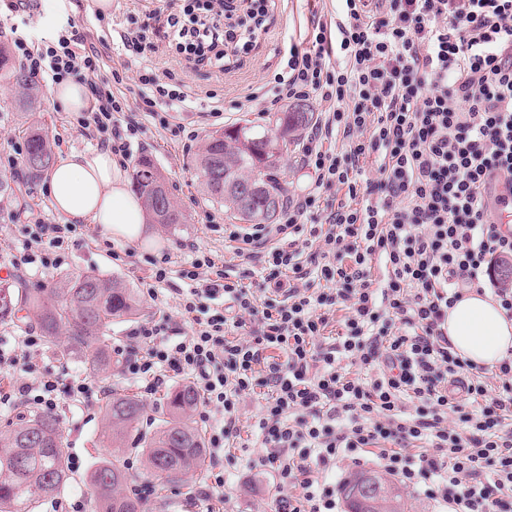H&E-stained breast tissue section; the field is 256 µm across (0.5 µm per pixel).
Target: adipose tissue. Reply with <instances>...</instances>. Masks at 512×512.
<instances>
[{
  "label": "adipose tissue",
  "mask_w": 512,
  "mask_h": 512,
  "mask_svg": "<svg viewBox=\"0 0 512 512\" xmlns=\"http://www.w3.org/2000/svg\"><path fill=\"white\" fill-rule=\"evenodd\" d=\"M47 187L55 210L69 222L98 225L117 242L144 237L148 216L130 187L125 163L109 150L60 156ZM448 337L462 358L491 367L512 352V317L491 294L467 290L448 311Z\"/></svg>",
  "instance_id": "ef3b65f1"
}]
</instances>
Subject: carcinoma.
I'll list each match as a JSON object with an SVG mask.
<instances>
[{
	"instance_id": "cac0c4a2",
	"label": "carcinoma",
	"mask_w": 512,
	"mask_h": 512,
	"mask_svg": "<svg viewBox=\"0 0 512 512\" xmlns=\"http://www.w3.org/2000/svg\"><path fill=\"white\" fill-rule=\"evenodd\" d=\"M0 70L21 93L22 105L33 108L38 83L26 72L10 66L8 49L0 45ZM313 114L298 108L283 112L274 128L262 134L247 126H230L208 134L196 157L201 191L210 200L224 204L234 218L247 224H262L268 201L281 206L288 189L277 175V162L297 144L296 132L305 128ZM27 138L23 159L26 182L41 178L53 164L54 151L47 132L29 122L21 127ZM218 162L225 177L235 183H251L257 190L248 203L234 191L216 187L210 177L212 163ZM133 187L143 199L155 224L175 227L188 223V215L164 191L168 178L152 157L141 156L135 163ZM29 309L38 320L42 336L58 358L80 362L94 374L112 368L107 335L112 321L138 315L140 305L134 289L117 279L94 271L65 277L45 288L14 296L0 289V321L15 316L17 308ZM199 403L192 385L177 386L167 395L162 413L167 418L153 435L139 432L145 404L135 395L112 393L103 408L108 438L115 448L113 459L104 461L88 475V485L97 512H143V502L126 492L129 474L118 460L128 442L142 449L145 474L160 485H174L197 468L206 448L190 415ZM70 479L62 446L60 421L53 413L27 410L16 416L8 429L0 431V512H36L49 495L65 488ZM360 477L347 481L342 491L347 512H404V495L393 482L378 477L391 493L373 499L362 508L354 498Z\"/></svg>"
}]
</instances>
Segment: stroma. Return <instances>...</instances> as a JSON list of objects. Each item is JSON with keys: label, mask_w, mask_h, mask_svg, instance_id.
Here are the masks:
<instances>
[{"label": "stroma", "mask_w": 512, "mask_h": 512, "mask_svg": "<svg viewBox=\"0 0 512 512\" xmlns=\"http://www.w3.org/2000/svg\"><path fill=\"white\" fill-rule=\"evenodd\" d=\"M149 0H112V10L107 16L86 8L82 0H41L38 15L28 16L11 9V0H0V31L15 32L33 43L51 40L67 23H76L93 35H105L106 47L101 50L103 64L98 73L101 80H110L113 71L123 72L122 84H114L115 93L127 100H135L143 78L156 75L170 83L185 84L191 96L187 108L167 112L165 120H158L137 109L125 112V121L141 124L144 132L136 155H151L155 163L168 176L174 198L186 211L190 220L177 229L159 224L149 225V233L162 242L163 254L178 263L191 261L186 243L222 253L226 266L244 272L248 265L237 257L233 248L225 247L223 231H213L201 224L202 212L223 214V206L205 200L192 166L198 149L186 147L182 138L172 136L170 129L176 125L196 131L198 139L216 130L218 125L250 124L264 128L268 117L255 112H241L235 107L253 88L273 87L274 76L279 72L289 49L298 43L299 34L305 31L311 14L333 16L336 0H275L268 30L258 41L249 59L239 69L228 73L201 66L191 70L179 64L171 55L159 52L147 56H135L128 52L120 39L121 31L128 25L131 11L149 7ZM18 92L8 80L0 77V155L11 152L15 143L21 142L18 127L23 120L18 105ZM224 107V120L215 123L210 115L211 102ZM75 115L57 104L51 94H44L41 112L37 119L47 130L54 144L56 155L72 150H93L97 143L81 136L73 128ZM63 218L53 208L45 190L44 181H36L26 193L0 196V264L8 262L11 255L21 252L28 236L30 224H59ZM132 253L123 259H113L106 245V238L99 226L81 224L77 227L76 245L70 251L67 262L59 270L38 272L28 269L21 275H12L8 281L12 288H40L52 279L64 275H76L95 271L120 280L130 288H139L141 277L146 276L149 266L144 258L149 251L140 244H132ZM45 370L59 377L62 383L73 378H87L91 390L81 402L65 404L61 413L63 443L66 454L80 458L81 472L72 474L63 489L66 497L87 495L86 472L101 459L111 457L113 447L104 437L105 421L101 407L104 403L96 390L98 384H111L118 392L137 393L138 387L125 380L119 372L88 374L79 363L58 360L50 348L42 350ZM259 409L256 397H246L241 405V436L234 447L225 449L217 462L202 460L190 472L184 482L173 488L155 490L147 502L148 512H201L200 507L188 502L189 492L197 491L207 477L210 466H217L224 473V508L226 512H272L276 487L264 468L255 461L262 450L251 434L253 416Z\"/></svg>", "instance_id": "1"}]
</instances>
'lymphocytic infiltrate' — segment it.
<instances>
[{"label": "lymphocytic infiltrate", "mask_w": 512, "mask_h": 512, "mask_svg": "<svg viewBox=\"0 0 512 512\" xmlns=\"http://www.w3.org/2000/svg\"><path fill=\"white\" fill-rule=\"evenodd\" d=\"M153 2L126 28L127 50L224 73L266 33L271 7ZM340 2L335 17L309 18L273 96L253 91L238 104L322 103L302 145L305 193L272 224L223 226L203 213L238 243L247 274L201 249L176 268L153 261L142 293L160 301L171 278L183 281L182 320L139 321L112 352L143 398L191 380L215 451L239 437L243 396L261 398L252 431L279 490L276 512H339L340 487L323 472L361 466L372 448L385 473L448 512H512V358L468 363L447 327L449 307L475 286L512 316V282L495 276L512 257V231L488 219L483 198L491 175L512 176V0ZM87 40L71 23L41 49L15 37L12 52L43 84L85 83L97 108L80 113L77 132L129 160L142 129L120 123L130 105L111 85L122 77L98 81ZM187 100L183 85L153 78L135 105L154 116ZM331 190L338 203H324ZM75 231L35 225L12 269L59 268ZM255 276L256 289L246 283ZM42 345L31 329L16 338L8 362L20 382L0 401L54 413L88 393L86 380L62 387L41 369Z\"/></svg>", "instance_id": "1"}]
</instances>
